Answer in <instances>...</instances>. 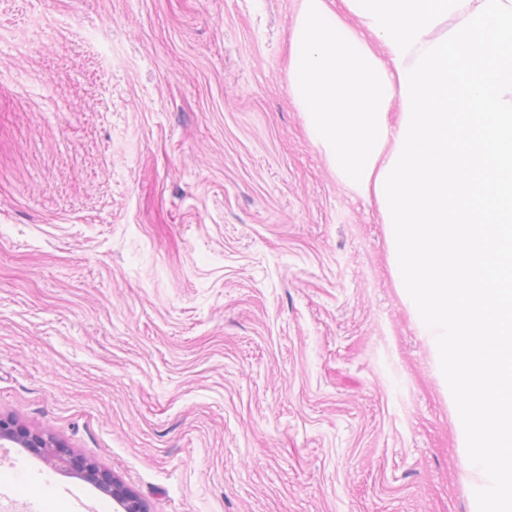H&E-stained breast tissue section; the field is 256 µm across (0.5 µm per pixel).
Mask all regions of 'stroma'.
Listing matches in <instances>:
<instances>
[{
    "label": "stroma",
    "mask_w": 512,
    "mask_h": 512,
    "mask_svg": "<svg viewBox=\"0 0 512 512\" xmlns=\"http://www.w3.org/2000/svg\"><path fill=\"white\" fill-rule=\"evenodd\" d=\"M298 0H0V414L149 512H477L391 267L288 95ZM68 512L111 497L48 458Z\"/></svg>",
    "instance_id": "35a3bbf8"
}]
</instances>
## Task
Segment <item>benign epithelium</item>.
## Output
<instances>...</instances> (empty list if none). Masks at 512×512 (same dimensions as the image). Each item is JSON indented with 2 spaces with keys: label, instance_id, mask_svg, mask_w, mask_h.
I'll list each match as a JSON object with an SVG mask.
<instances>
[{
  "label": "benign epithelium",
  "instance_id": "benign-epithelium-1",
  "mask_svg": "<svg viewBox=\"0 0 512 512\" xmlns=\"http://www.w3.org/2000/svg\"><path fill=\"white\" fill-rule=\"evenodd\" d=\"M9 442L39 455L53 452L55 466L73 472L94 483L101 491L112 497L123 512H147L145 503L116 478L112 472L95 467L62 442L51 436L19 423L15 418L0 414V445Z\"/></svg>",
  "mask_w": 512,
  "mask_h": 512
}]
</instances>
